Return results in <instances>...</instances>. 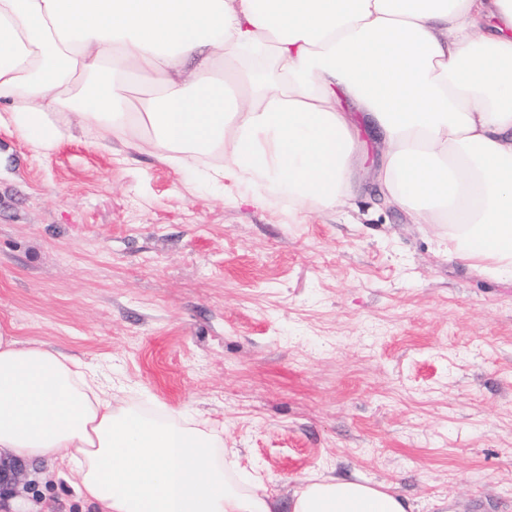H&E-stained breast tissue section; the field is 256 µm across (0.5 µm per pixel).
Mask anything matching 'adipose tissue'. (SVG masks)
Here are the masks:
<instances>
[{
    "instance_id": "ef3b65f1",
    "label": "adipose tissue",
    "mask_w": 512,
    "mask_h": 512,
    "mask_svg": "<svg viewBox=\"0 0 512 512\" xmlns=\"http://www.w3.org/2000/svg\"><path fill=\"white\" fill-rule=\"evenodd\" d=\"M1 99L0 128L37 153L78 132L173 164L211 155L214 181L261 178L329 208L355 190L366 131L385 203L512 277V0H0ZM221 445L0 332V453L70 466L100 512H410L354 476L306 479L281 505Z\"/></svg>"
}]
</instances>
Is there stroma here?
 I'll return each mask as SVG.
<instances>
[{
    "label": "stroma",
    "instance_id": "stroma-1",
    "mask_svg": "<svg viewBox=\"0 0 512 512\" xmlns=\"http://www.w3.org/2000/svg\"><path fill=\"white\" fill-rule=\"evenodd\" d=\"M207 180L83 136L0 130V328L98 370L123 404L223 426L225 464L287 501L356 474L411 512H512V279L380 205ZM28 512H95L57 463Z\"/></svg>",
    "mask_w": 512,
    "mask_h": 512
}]
</instances>
